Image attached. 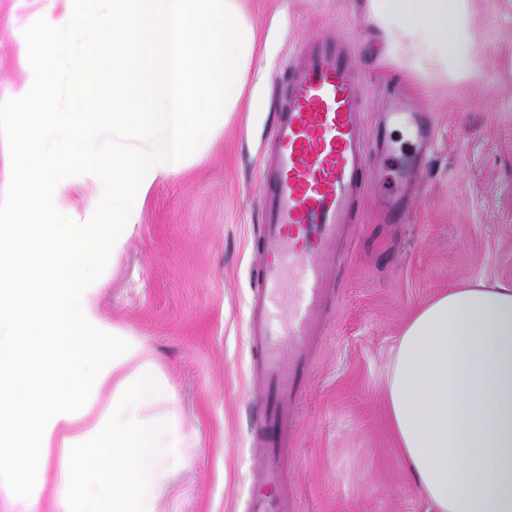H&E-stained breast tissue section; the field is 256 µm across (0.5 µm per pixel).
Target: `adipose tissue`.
<instances>
[{"instance_id": "1", "label": "adipose tissue", "mask_w": 512, "mask_h": 512, "mask_svg": "<svg viewBox=\"0 0 512 512\" xmlns=\"http://www.w3.org/2000/svg\"><path fill=\"white\" fill-rule=\"evenodd\" d=\"M101 45L84 61L76 105L45 113L23 141L29 194L43 209L17 255L51 250L43 273L0 287V481L52 475L58 512H156L183 463V435L150 351L109 344L90 270L95 245L120 252L157 180L207 144L218 103L241 97L255 29L242 0H100ZM472 0H366L384 55L414 72L468 76L475 64ZM122 25H115V18ZM125 46L115 58V46ZM224 80L214 85L213 69ZM111 70L112 82L92 77ZM112 115L104 144L89 114ZM95 171L109 224H74L56 208L66 161ZM123 400L94 409L89 392ZM402 460L428 512H512V284L466 282L405 322L384 379Z\"/></svg>"}]
</instances>
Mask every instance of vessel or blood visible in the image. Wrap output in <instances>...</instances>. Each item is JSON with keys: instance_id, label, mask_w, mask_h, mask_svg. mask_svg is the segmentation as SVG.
Masks as SVG:
<instances>
[{"instance_id": "b4317fda", "label": "vessel or blood", "mask_w": 512, "mask_h": 512, "mask_svg": "<svg viewBox=\"0 0 512 512\" xmlns=\"http://www.w3.org/2000/svg\"><path fill=\"white\" fill-rule=\"evenodd\" d=\"M286 100L273 129L274 150L259 174L262 290L249 305L250 345L256 354L251 395L261 414L255 430L259 486L248 512H294L283 488L284 448L292 407L305 392L309 346L319 335L339 245L365 195L372 147L363 129L364 98L345 40H307L286 68ZM406 118L427 136L424 114L394 96L384 121Z\"/></svg>"}]
</instances>
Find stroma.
Instances as JSON below:
<instances>
[{"label": "stroma", "mask_w": 512, "mask_h": 512, "mask_svg": "<svg viewBox=\"0 0 512 512\" xmlns=\"http://www.w3.org/2000/svg\"><path fill=\"white\" fill-rule=\"evenodd\" d=\"M478 20L475 66L462 80L436 67L411 72L382 55L365 0H246L257 32L246 83L266 98L228 108L210 144L191 147L184 167L153 186L118 256L101 253L95 276L100 316L116 341L134 337L168 380L183 432L184 465L174 471L158 512H247L255 488L248 396L253 353L247 309L259 291L253 248L262 222L258 168L272 145L285 67L307 39H348L361 77L366 134H374L388 87L403 83L427 112L433 143L418 174L401 182L404 154L417 151L408 129L391 124L390 152L379 154L360 201L355 231L343 245L327 322L313 353L308 389L296 403L286 469L296 512H427L403 468L389 426L383 378L409 315L435 294L468 280L512 283V0H473ZM78 36L44 41L63 0H0V193H23L30 164L7 128L33 130L36 113L69 111L83 60L97 42V0H75ZM65 61L49 92L15 106L45 61ZM60 207L77 224L100 223L94 174L72 169ZM406 194L401 215L380 199ZM0 492L51 512L53 486L40 475H13Z\"/></svg>", "instance_id": "obj_1"}]
</instances>
